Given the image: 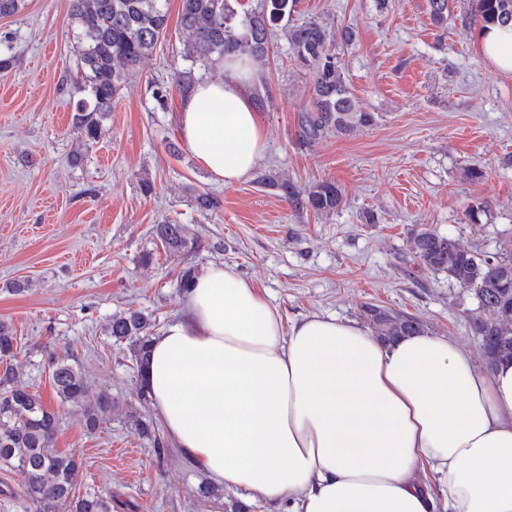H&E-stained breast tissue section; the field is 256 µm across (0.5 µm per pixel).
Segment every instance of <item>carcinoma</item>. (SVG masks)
<instances>
[{
  "label": "carcinoma",
  "mask_w": 512,
  "mask_h": 512,
  "mask_svg": "<svg viewBox=\"0 0 512 512\" xmlns=\"http://www.w3.org/2000/svg\"><path fill=\"white\" fill-rule=\"evenodd\" d=\"M235 0H180L179 28L185 34L173 84L182 96L195 87L197 73L222 68L224 57H269L277 26L288 42L289 59L304 71L310 102L297 111L302 144L313 146L330 136H348L375 124L346 82L338 53L333 48L336 27L326 21L290 24L298 0H257V6L239 15ZM432 23L448 22L450 0H428ZM482 24L512 21V0H472ZM71 22L77 28L79 88L87 93L76 104L75 126L84 141L95 142L102 123L112 112V102L139 65L149 58L166 36L167 0H68ZM341 40L348 44L354 32L345 28ZM290 207L317 215L336 211L343 194L336 182L321 180L305 189L284 179L275 184ZM155 234L168 249L194 244L183 224H158ZM413 263L419 270L444 272L448 279L477 301L470 327L487 365L512 358V244L495 254L469 250L450 235L422 228L410 238ZM367 321L383 341H393L426 330L411 315L372 306ZM153 324L139 311L112 316L107 334L116 342L128 341L137 373H142ZM13 329L0 321V466L19 470L23 493L36 512H112V496L98 491L76 494L82 458L55 448L61 415L47 408L39 394L16 381ZM54 392L61 406L77 409L84 427L96 430L112 413V395L90 392L86 373L69 358L49 362Z\"/></svg>",
  "instance_id": "obj_1"
}]
</instances>
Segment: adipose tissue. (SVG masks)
Here are the masks:
<instances>
[{
    "label": "adipose tissue",
    "instance_id": "ef3b65f1",
    "mask_svg": "<svg viewBox=\"0 0 512 512\" xmlns=\"http://www.w3.org/2000/svg\"><path fill=\"white\" fill-rule=\"evenodd\" d=\"M475 38L512 77V26ZM251 82L226 61L178 117L187 149L228 186L265 150ZM142 383L177 448L241 497L290 512H512V359L484 370L448 337L385 343L320 314L288 325L217 263L153 336Z\"/></svg>",
    "mask_w": 512,
    "mask_h": 512
}]
</instances>
